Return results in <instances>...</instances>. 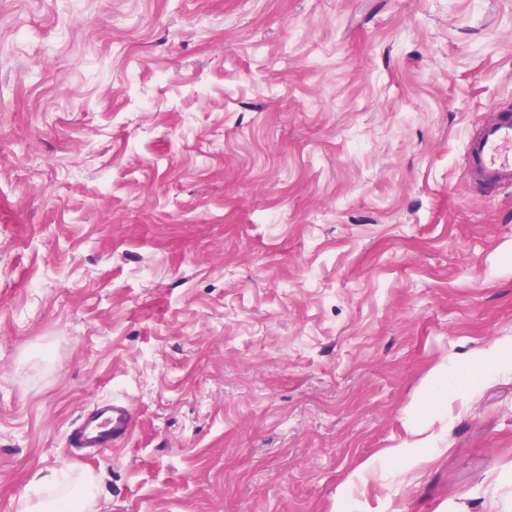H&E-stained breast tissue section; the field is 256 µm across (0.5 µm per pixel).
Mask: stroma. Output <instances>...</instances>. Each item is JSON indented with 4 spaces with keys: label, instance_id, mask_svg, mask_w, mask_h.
I'll list each match as a JSON object with an SVG mask.
<instances>
[{
    "label": "stroma",
    "instance_id": "obj_1",
    "mask_svg": "<svg viewBox=\"0 0 512 512\" xmlns=\"http://www.w3.org/2000/svg\"><path fill=\"white\" fill-rule=\"evenodd\" d=\"M501 110L512 0H0V512H512ZM480 122L465 142L464 162L469 182L478 188H512V116ZM133 411L121 401H98L85 410L69 431L73 454H92L124 442L131 433ZM86 500L71 490L60 491L46 497H27L23 502L25 512H83Z\"/></svg>",
    "mask_w": 512,
    "mask_h": 512
}]
</instances>
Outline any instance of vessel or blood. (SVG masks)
I'll list each match as a JSON object with an SVG mask.
<instances>
[{
    "mask_svg": "<svg viewBox=\"0 0 512 512\" xmlns=\"http://www.w3.org/2000/svg\"><path fill=\"white\" fill-rule=\"evenodd\" d=\"M464 162L469 182L478 188H512V116L501 113L481 122L465 142ZM129 404L99 401L85 410L69 431L73 453L90 454L115 447L131 433Z\"/></svg>",
    "mask_w": 512,
    "mask_h": 512,
    "instance_id": "b4317fda",
    "label": "vessel or blood"
}]
</instances>
